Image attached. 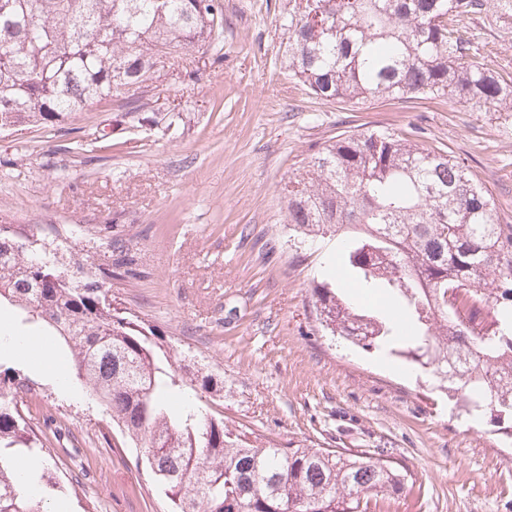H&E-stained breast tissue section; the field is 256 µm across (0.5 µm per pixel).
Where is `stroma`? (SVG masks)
Instances as JSON below:
<instances>
[{"mask_svg": "<svg viewBox=\"0 0 512 512\" xmlns=\"http://www.w3.org/2000/svg\"><path fill=\"white\" fill-rule=\"evenodd\" d=\"M289 0H224V59L192 49L184 80L155 91L151 125L118 129L105 101L72 114L61 132H0V222L38 225L63 259H134L112 302L160 333L178 365L205 364L224 383L206 411L281 443L378 449L405 464L415 488L386 512H512L510 420L478 425L454 413L416 365L325 333L313 290L328 282L358 306L384 295L348 285L342 249L289 229L286 186L345 131H414L421 147L463 161L512 224V112H473L449 100L337 104L316 98L284 65ZM472 31L490 67L512 74V20L487 8ZM181 120L168 129L172 113ZM89 150L75 154L71 135ZM44 356L9 345L0 361L37 381L24 412L63 446L33 457L61 490L45 512H168L133 448L103 443L98 403L66 376L54 336Z\"/></svg>", "mask_w": 512, "mask_h": 512, "instance_id": "obj_1", "label": "stroma"}]
</instances>
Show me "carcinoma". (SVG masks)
Wrapping results in <instances>:
<instances>
[{"instance_id": "1", "label": "carcinoma", "mask_w": 512, "mask_h": 512, "mask_svg": "<svg viewBox=\"0 0 512 512\" xmlns=\"http://www.w3.org/2000/svg\"><path fill=\"white\" fill-rule=\"evenodd\" d=\"M288 71L327 102L448 98L476 112H512V78L485 63L466 20L487 0H293ZM222 0H0V126L54 128L116 101L149 122V93L180 69L177 50L224 59ZM288 224L346 235L354 280L381 288L406 319L352 306L329 283L314 288L321 325L364 348H389L429 372L470 415L512 417V225L445 152L388 129L340 134L288 182ZM32 225L0 224V303L20 324L45 327L71 349V378L103 407L120 439L164 488L172 512H383L408 470L375 452L282 446L219 415L191 394L214 387L199 368L174 367L155 329L112 305L122 256L63 279ZM32 381L0 363V512H43L13 457L51 453L28 426Z\"/></svg>"}]
</instances>
